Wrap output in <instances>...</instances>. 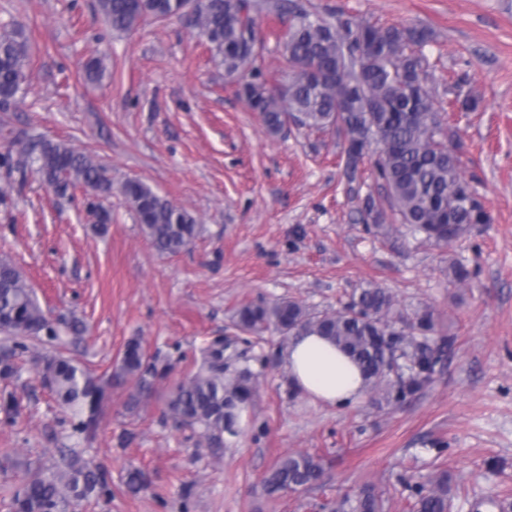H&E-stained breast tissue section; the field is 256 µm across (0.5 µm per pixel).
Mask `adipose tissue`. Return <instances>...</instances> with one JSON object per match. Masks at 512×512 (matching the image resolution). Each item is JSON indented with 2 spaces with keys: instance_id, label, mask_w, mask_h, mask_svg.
Returning a JSON list of instances; mask_svg holds the SVG:
<instances>
[{
  "instance_id": "ef3b65f1",
  "label": "adipose tissue",
  "mask_w": 512,
  "mask_h": 512,
  "mask_svg": "<svg viewBox=\"0 0 512 512\" xmlns=\"http://www.w3.org/2000/svg\"><path fill=\"white\" fill-rule=\"evenodd\" d=\"M283 364L293 385L316 401L342 405L365 391L357 366L335 344L317 335L291 337Z\"/></svg>"
}]
</instances>
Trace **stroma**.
<instances>
[{"mask_svg":"<svg viewBox=\"0 0 512 512\" xmlns=\"http://www.w3.org/2000/svg\"><path fill=\"white\" fill-rule=\"evenodd\" d=\"M308 4L431 31L435 106L488 223L450 249L363 223L342 140L290 124L270 134L180 21L115 34L97 0H0V26L22 22L31 44L28 93L0 109V150L37 134L96 155L112 178L103 231L82 191L60 198L37 174L21 185L0 168V260L20 269L43 309L85 323L82 337H61L98 376L110 378L135 337L170 368L133 413L126 387H109L95 436L77 438L31 345L16 375L0 378V397L15 394L23 408L17 425L0 421V512L32 474L55 467L61 448L82 449L112 475L111 499L70 512H333L366 483L382 491L384 512H412L413 486L439 471L451 479V512H512V0ZM94 57L107 67L98 84L83 77ZM460 86L477 111L453 106ZM129 178L195 216L193 245L156 252L121 193ZM456 259L475 272L467 287L451 282ZM370 283L408 310L432 307L439 334L456 339L431 382L394 408L314 401L290 384L279 333L247 339L232 325L248 302L293 297L331 311ZM217 336L258 376L241 433L219 449L165 407L169 387ZM299 452L321 457L322 482L264 494L278 457ZM132 469L146 479L135 495L125 486Z\"/></svg>","mask_w":512,"mask_h":512,"instance_id":"stroma-1","label":"stroma"}]
</instances>
